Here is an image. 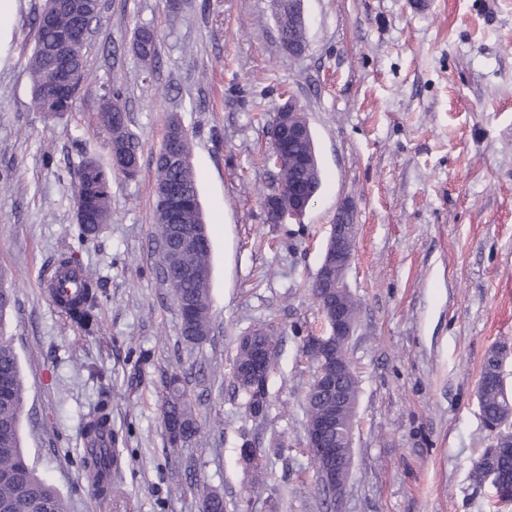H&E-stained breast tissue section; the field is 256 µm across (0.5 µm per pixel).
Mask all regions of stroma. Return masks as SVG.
<instances>
[{
    "instance_id": "1",
    "label": "stroma",
    "mask_w": 512,
    "mask_h": 512,
    "mask_svg": "<svg viewBox=\"0 0 512 512\" xmlns=\"http://www.w3.org/2000/svg\"><path fill=\"white\" fill-rule=\"evenodd\" d=\"M44 2L14 0L0 20V269L15 295L0 330L26 388L21 445L68 512H201L206 491L224 512H512L471 477L494 444L477 386L501 344L512 389V0H303L298 54L280 42L273 0H101L87 81L56 117L31 107ZM142 26L159 37L149 65L130 50ZM115 82L139 146L133 180L111 169L97 123ZM289 99L322 183L301 221L271 224L268 128ZM173 119L189 135L210 239L211 330L199 343L182 334L154 249L153 170ZM89 156L110 169L112 212L83 237L68 172ZM344 204L359 227L348 274L359 400L353 470L332 498L306 448L302 345L323 326L311 288ZM68 247L99 284L92 335L42 291ZM257 330L278 336L259 417L234 380L240 339ZM173 375L201 427L178 445L161 413ZM103 404L120 460L104 499L82 464L85 423Z\"/></svg>"
}]
</instances>
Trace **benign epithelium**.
Listing matches in <instances>:
<instances>
[{"mask_svg": "<svg viewBox=\"0 0 512 512\" xmlns=\"http://www.w3.org/2000/svg\"><path fill=\"white\" fill-rule=\"evenodd\" d=\"M288 116V139L311 141L313 135L300 108L288 100V113L276 114L271 127L277 128L283 116ZM316 192L294 186L288 192V210L279 213L277 223L298 220L306 212ZM349 209L341 208L326 244L322 264L314 281L317 302L324 320L323 332L308 336L303 342V354L313 366L312 391L329 398L321 415L306 425L307 448L311 456L329 463L318 475L323 490L337 497L342 494L353 469V414L348 412V397L356 388L352 375L349 343L357 323L343 307V296L350 294L346 276L354 259L357 225L348 221ZM170 233L179 240L180 275L192 274L191 259L199 251L209 249L206 235L187 234L176 225ZM252 367L257 373L266 372L273 364L276 346L263 345L259 337L250 336Z\"/></svg>", "mask_w": 512, "mask_h": 512, "instance_id": "7a95c632", "label": "benign epithelium"}]
</instances>
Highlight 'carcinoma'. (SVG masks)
<instances>
[{
  "label": "carcinoma",
  "instance_id": "obj_1",
  "mask_svg": "<svg viewBox=\"0 0 512 512\" xmlns=\"http://www.w3.org/2000/svg\"><path fill=\"white\" fill-rule=\"evenodd\" d=\"M51 10L50 21L37 16V40L28 59L31 74V97L34 109L49 115H62L72 111L86 77L85 45L64 40L74 24L81 20L95 24L99 17L92 0H47ZM276 19L280 40L287 48L302 49L305 40L303 27L288 24V2L276 0ZM158 36L146 27L134 32L132 50L142 61H153L157 55ZM104 98L109 111L99 113L100 126L111 140L112 160L121 164L119 171L133 179L141 172L140 156L134 135L129 131L127 113L121 87L112 85L105 90ZM183 138L184 158L173 163L159 151L155 159L156 223L157 238L164 243L162 253L171 249V241L165 224H198L203 222L197 193L196 176L190 162L188 135L176 121L168 124L165 138L175 134ZM310 151L307 143L288 144V165L279 170L277 190L264 195L263 202L277 198V192L286 191L296 180H309L320 185L318 164L305 166L303 158ZM76 199L82 201L83 223L80 229L89 234L101 224L107 223L111 213L109 179L103 167L92 157L86 158L72 173ZM193 262L203 274L182 281L173 289L177 306L183 310L182 333L190 341L201 342L210 332L209 274L210 253L200 252ZM85 270L76 251L60 252L53 268L47 274L49 287L57 290L58 308L70 322L89 327L96 321L97 281L91 274L79 278L77 271ZM13 304L12 289L6 287V275L0 272V326ZM506 347L491 349L484 358L478 387L481 414L500 421L507 430L499 434V441L512 448V392L499 381L497 367ZM0 382L6 390H0V512H67L65 502L52 484L42 479L29 463L20 440V420L24 402V386L19 362L12 339L0 331ZM168 395L165 414L170 436L183 442L196 436L198 425L192 412V400L177 376L166 381ZM251 414L262 416L268 402L267 380H258L250 388L242 390ZM85 436L97 445L102 441L112 445L116 436L112 433L108 414L104 411L85 424ZM86 471L98 475L103 471L118 470L116 454H88L83 458ZM499 477L512 476V453L479 459L472 469V477L481 484L491 474Z\"/></svg>",
  "mask_w": 512,
  "mask_h": 512
}]
</instances>
